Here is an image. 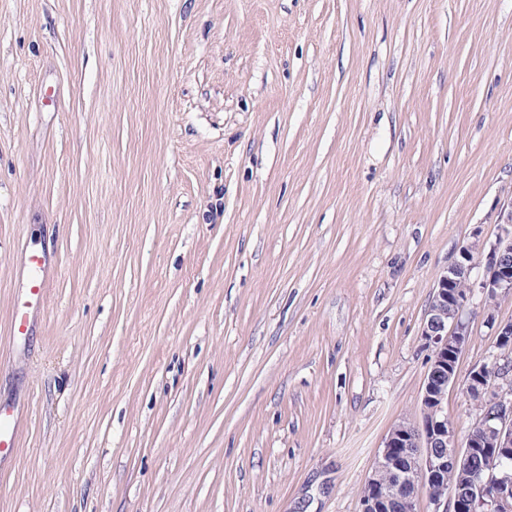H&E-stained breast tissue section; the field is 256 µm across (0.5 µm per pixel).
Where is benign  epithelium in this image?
<instances>
[{
  "label": "benign epithelium",
  "mask_w": 512,
  "mask_h": 512,
  "mask_svg": "<svg viewBox=\"0 0 512 512\" xmlns=\"http://www.w3.org/2000/svg\"><path fill=\"white\" fill-rule=\"evenodd\" d=\"M506 295H512V220L500 225L490 245L475 241L461 247L438 277L421 332L430 356L420 417L390 428L360 512H418L420 495L450 468L467 483L428 496L431 512H512V321L496 318L497 302ZM475 304L495 328L498 353L470 371L463 395L485 412L462 437L448 418L445 400L470 341L466 313ZM478 456L486 467L476 471Z\"/></svg>",
  "instance_id": "7a95c632"
}]
</instances>
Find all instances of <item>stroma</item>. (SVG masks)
<instances>
[{"label":"stroma","instance_id":"1","mask_svg":"<svg viewBox=\"0 0 512 512\" xmlns=\"http://www.w3.org/2000/svg\"><path fill=\"white\" fill-rule=\"evenodd\" d=\"M511 201L512 0H0V512H359ZM28 268L26 296L23 299L17 297V307L13 315V334L21 333V328L26 326L29 316L40 309L47 291L48 278L46 276L47 258L45 256L29 255L26 258ZM17 416L10 409L4 413L0 409V460L12 454L18 428Z\"/></svg>","mask_w":512,"mask_h":512}]
</instances>
